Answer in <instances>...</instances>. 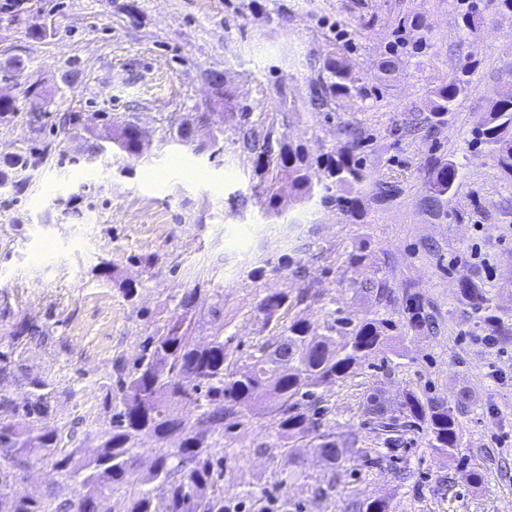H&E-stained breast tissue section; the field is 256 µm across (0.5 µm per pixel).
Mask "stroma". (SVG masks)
<instances>
[{
  "instance_id": "stroma-1",
  "label": "stroma",
  "mask_w": 512,
  "mask_h": 512,
  "mask_svg": "<svg viewBox=\"0 0 512 512\" xmlns=\"http://www.w3.org/2000/svg\"><path fill=\"white\" fill-rule=\"evenodd\" d=\"M130 3L136 14L127 12ZM409 13L423 15L428 47L381 83L379 59ZM36 25L49 36L32 39ZM511 49L512 13L491 14L468 43L452 0H0V62H24L21 73L0 79L17 105L0 123V155L23 145L33 83L44 95L40 137L53 145L33 185L0 195V297L11 305L0 317V350L17 365L0 394L20 403L30 378L46 380L41 427L77 426L89 457L112 415L104 397L116 389L115 361L132 360L145 336L166 329L191 289L201 291L187 314L192 342L223 335L236 369L245 368L256 340L280 338L296 319L320 323L333 311L389 320L395 328L381 354L322 390L325 426L359 437L358 447L332 466L302 443L304 470L291 478L286 449L269 445L270 416L242 407L238 426L214 448L224 457L225 497L273 489L299 512H352V502L384 496L392 512H512V344L485 345L457 287L461 274L477 277L495 304L512 311V224L499 215L512 190L485 149L471 145ZM471 52L479 65L435 140L389 135ZM332 53L373 96H348L317 112L313 62ZM213 70L224 75L231 109L212 98L206 75ZM244 104L259 133L303 146L313 159L338 144L342 127L359 128L368 139V179L353 193L365 204L363 223L319 199L298 200L282 174L280 215L267 216L265 181L239 143L236 108ZM70 110L101 134L100 113L117 123L135 117L148 137L146 157L134 165L120 157L107 167L85 163L87 131L56 132L58 114ZM172 121L196 124L203 149L165 140ZM435 144L460 166L458 191L439 219L423 211L419 191L420 165ZM378 178L398 182L393 201L375 200ZM359 242L393 289L414 284L434 329H408L401 302L381 303L363 290L374 269L346 261ZM299 265L305 278L293 273ZM103 266L110 277H100ZM129 283L138 291L131 300L123 292ZM306 287L308 300L279 323L266 322L264 296ZM21 321L38 325L40 335L15 337ZM495 369L501 381L492 379ZM410 390L456 408L462 444L453 454L438 455L422 430L385 445L367 398L379 395L393 411ZM475 467L484 474L478 484Z\"/></svg>"
}]
</instances>
